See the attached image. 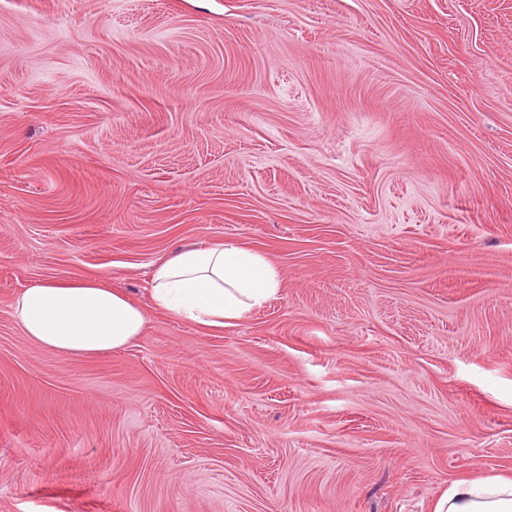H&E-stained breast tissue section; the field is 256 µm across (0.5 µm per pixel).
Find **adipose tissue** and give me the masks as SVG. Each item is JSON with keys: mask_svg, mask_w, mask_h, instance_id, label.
<instances>
[{"mask_svg": "<svg viewBox=\"0 0 512 512\" xmlns=\"http://www.w3.org/2000/svg\"><path fill=\"white\" fill-rule=\"evenodd\" d=\"M150 281L157 308L215 328L242 319L281 290L280 274L267 259L228 243L180 248L154 264ZM12 309L34 344L81 356L123 349L145 324L124 293L94 279L31 286ZM432 512H512V476L453 481Z\"/></svg>", "mask_w": 512, "mask_h": 512, "instance_id": "ef3b65f1", "label": "adipose tissue"}]
</instances>
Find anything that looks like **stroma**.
I'll list each match as a JSON object with an SVG mask.
<instances>
[{"label": "stroma", "mask_w": 512, "mask_h": 512, "mask_svg": "<svg viewBox=\"0 0 512 512\" xmlns=\"http://www.w3.org/2000/svg\"><path fill=\"white\" fill-rule=\"evenodd\" d=\"M232 242L224 328L151 265ZM143 311L29 342L37 283ZM512 475V0H0V512H431ZM154 305L200 325L224 328L281 291L278 270L246 248L215 243L186 246L154 264ZM12 309L34 344L81 356L121 350L145 324L142 310L124 293L94 279L33 285L16 296Z\"/></svg>", "instance_id": "35a3bbf8"}]
</instances>
